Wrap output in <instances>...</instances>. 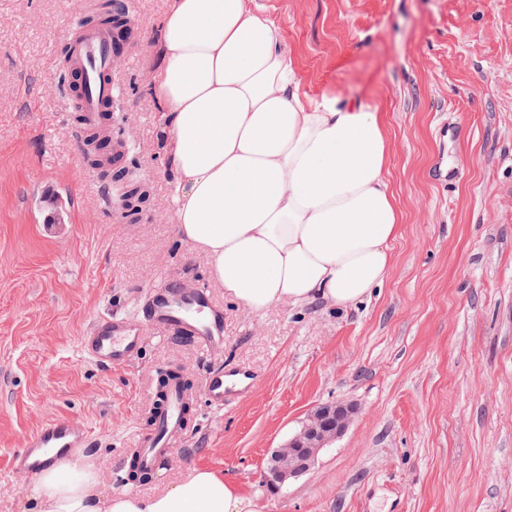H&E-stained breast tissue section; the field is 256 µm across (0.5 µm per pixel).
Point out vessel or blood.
<instances>
[{
  "instance_id": "1",
  "label": "vessel or blood",
  "mask_w": 512,
  "mask_h": 512,
  "mask_svg": "<svg viewBox=\"0 0 512 512\" xmlns=\"http://www.w3.org/2000/svg\"><path fill=\"white\" fill-rule=\"evenodd\" d=\"M71 52L73 76L67 83L65 102L80 116L84 128L97 126L103 113L112 109L117 86L113 78V61L124 50V42L111 27L86 23L78 19L66 34ZM152 324L170 336L189 341L203 349L224 345V312L214 302L204 284L186 288L174 284L154 288L149 292ZM144 339L136 322L130 317L112 313L97 320L85 336L84 351L95 363L118 365L131 363ZM250 373L237 370L229 373L218 369L204 383L210 406L223 409L241 396L242 384L252 383ZM190 391L180 381H170L165 394L153 407V428L139 441V465L152 471L166 459L177 444L186 423ZM89 441L88 428L77 421L53 419L28 434L24 445L13 458L15 468L34 476L50 462L70 456L85 448Z\"/></svg>"
}]
</instances>
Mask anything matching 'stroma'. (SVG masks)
Masks as SVG:
<instances>
[{
  "instance_id": "1",
  "label": "stroma",
  "mask_w": 512,
  "mask_h": 512,
  "mask_svg": "<svg viewBox=\"0 0 512 512\" xmlns=\"http://www.w3.org/2000/svg\"><path fill=\"white\" fill-rule=\"evenodd\" d=\"M311 98L378 106L403 213L383 287L346 310L252 312L213 285L181 241L154 91L168 0H129L134 40L116 68L122 164L149 193L131 214L88 187L91 162L58 73L69 24L90 0H0V512H27L35 478L12 470L54 418L84 423L82 455L109 496L153 495L197 467L256 512H512V0H257ZM197 280L224 309L205 352L144 328L130 364L81 350L108 313L142 320L146 292ZM217 366L252 371L224 409L203 396ZM168 368L194 394L181 440L148 480L130 448ZM358 413L285 487L263 471L318 404Z\"/></svg>"
}]
</instances>
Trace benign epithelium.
I'll list each match as a JSON object with an SVG mask.
<instances>
[{
  "label": "benign epithelium",
  "instance_id": "benign-epithelium-1",
  "mask_svg": "<svg viewBox=\"0 0 512 512\" xmlns=\"http://www.w3.org/2000/svg\"><path fill=\"white\" fill-rule=\"evenodd\" d=\"M357 412L354 404L345 401L314 407L300 428L271 451L263 472L265 482L278 489L309 472L322 450L347 431Z\"/></svg>",
  "mask_w": 512,
  "mask_h": 512
}]
</instances>
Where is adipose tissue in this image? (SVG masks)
Listing matches in <instances>:
<instances>
[{
    "mask_svg": "<svg viewBox=\"0 0 512 512\" xmlns=\"http://www.w3.org/2000/svg\"><path fill=\"white\" fill-rule=\"evenodd\" d=\"M159 45L155 92L178 231L207 254L226 295L254 312L344 310L381 287L402 215L377 107L302 94L254 0H169ZM97 484L84 457L47 466L33 512H248L207 469L150 497L103 498Z\"/></svg>",
    "mask_w": 512,
    "mask_h": 512,
    "instance_id": "1",
    "label": "adipose tissue"
}]
</instances>
